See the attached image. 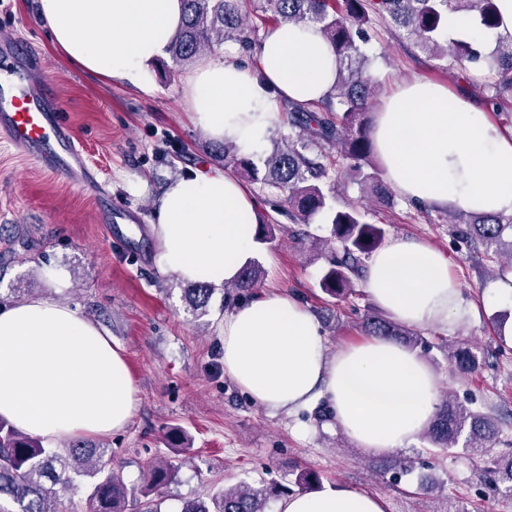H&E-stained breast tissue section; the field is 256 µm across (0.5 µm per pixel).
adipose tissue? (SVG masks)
Listing matches in <instances>:
<instances>
[{
  "label": "adipose tissue",
  "instance_id": "1",
  "mask_svg": "<svg viewBox=\"0 0 512 512\" xmlns=\"http://www.w3.org/2000/svg\"><path fill=\"white\" fill-rule=\"evenodd\" d=\"M66 59L139 84L177 35L181 0H38ZM255 70L202 59L187 77L191 118L210 137L259 150L277 106H311L332 90L339 62L313 29H267ZM386 181L405 200L438 209L512 214V129L441 84L404 82L383 97L372 130ZM156 262L189 282L220 285L250 259L254 199L229 171L199 169L155 200ZM364 288L394 320L460 324L474 307L431 246L394 238L371 254ZM224 371L260 406L289 413L326 399L336 425L364 449L407 448L434 415L438 379L415 353L372 338L329 352L297 299L268 292L239 304L220 327ZM137 397L123 349L77 309L34 295L0 307V418L48 443L123 430ZM277 512H385L377 496L339 486L279 500Z\"/></svg>",
  "mask_w": 512,
  "mask_h": 512
}]
</instances>
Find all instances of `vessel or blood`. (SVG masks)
Here are the masks:
<instances>
[{
  "label": "vessel or blood",
  "instance_id": "1",
  "mask_svg": "<svg viewBox=\"0 0 512 512\" xmlns=\"http://www.w3.org/2000/svg\"><path fill=\"white\" fill-rule=\"evenodd\" d=\"M60 101L35 55L13 37H0V142L77 189L98 195L103 224L128 220L90 168L75 135L59 120Z\"/></svg>",
  "mask_w": 512,
  "mask_h": 512
}]
</instances>
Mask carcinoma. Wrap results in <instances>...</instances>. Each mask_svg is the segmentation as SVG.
Masks as SVG:
<instances>
[{"instance_id": "cac0c4a2", "label": "carcinoma", "mask_w": 512, "mask_h": 512, "mask_svg": "<svg viewBox=\"0 0 512 512\" xmlns=\"http://www.w3.org/2000/svg\"><path fill=\"white\" fill-rule=\"evenodd\" d=\"M182 28L170 45L173 61L183 66L222 41L236 43L245 54L255 51L259 31L269 23L311 26L339 60L334 88L327 99L314 108L288 104L283 123L288 135L274 142L272 151L254 157L226 142L214 147L216 157L240 177L284 198L288 218L309 224L318 213L332 224L331 239L339 248L331 252L329 268L320 285L327 295L341 300L353 293V279L363 276L364 261L382 244L384 229L366 221L358 203L342 208L333 204L334 185L330 172L339 160L349 162L346 175L370 191L380 204L393 199L390 186L380 175L379 163L369 137L370 109L376 80L370 73L364 26L371 17L405 31L406 38L421 52L434 58H451L461 70L471 63L485 62L492 74L482 87V97L492 109L512 108V41H500L487 55L469 42L441 41L448 11H477L487 29L497 25L495 0H254V8L242 9L243 0H183ZM453 231L483 249L498 261V274L512 272V215H486L453 210L442 217ZM264 277L263 269L248 263L224 292V305L252 296ZM213 287L194 283L186 299L194 312L204 314ZM361 328L373 336L394 340L409 349L425 344L423 337L408 326L392 321L381 311L361 317ZM448 360L462 375L475 372L485 362L484 353L469 346L448 349ZM497 434L491 416L470 408L454 397L442 398L424 430V438L445 451L465 438L470 455L482 458L489 453ZM109 449L93 444H75L64 456L37 438L23 434L0 420V512H58L59 488L69 486L74 475L96 478L90 499L93 512H161L160 491L171 483L176 469L167 459L156 461L148 470L140 496L129 497L120 471L103 463ZM494 481L512 492V454L493 460ZM411 462L390 461L384 473L393 481L406 475ZM273 494L266 487L248 486L221 489L210 502L184 504L181 512H266ZM18 506L14 511L8 504Z\"/></svg>"}]
</instances>
